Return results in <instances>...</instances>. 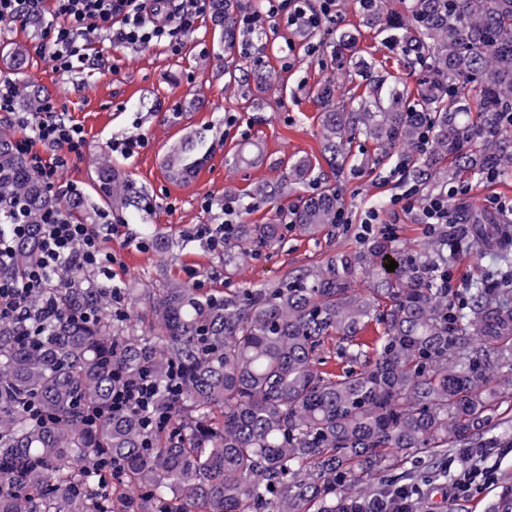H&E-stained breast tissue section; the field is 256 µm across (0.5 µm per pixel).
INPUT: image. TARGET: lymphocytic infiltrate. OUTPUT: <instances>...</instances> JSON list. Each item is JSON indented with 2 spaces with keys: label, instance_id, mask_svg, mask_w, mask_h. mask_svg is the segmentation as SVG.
I'll list each match as a JSON object with an SVG mask.
<instances>
[{
  "label": "lymphocytic infiltrate",
  "instance_id": "1",
  "mask_svg": "<svg viewBox=\"0 0 512 512\" xmlns=\"http://www.w3.org/2000/svg\"><path fill=\"white\" fill-rule=\"evenodd\" d=\"M207 9V0H0V22H16L28 16L48 17L46 44L42 50L56 70L77 72L88 60L89 34H96L117 46L180 47V36L191 30ZM286 12L288 24L330 20L336 15L335 0H261V8L248 19L249 29L263 25L266 19ZM40 119L21 118L26 134L16 148L24 153L31 167L48 187L59 184L61 173L81 156L85 137L74 124L54 118L51 100H44ZM467 186L423 195L411 187L394 197V204L415 213L428 229L440 225L456 226L449 207L452 198L466 194ZM25 225H10L0 231V315L14 316L26 311L28 299L36 289L51 282L63 267L90 273L97 286L108 287L112 280V253L102 245V226L72 222L64 213H56L44 224L40 257L23 276H9L16 238L24 235ZM158 393L155 381L142 377L123 384L112 396L116 412L131 408L146 413L150 425L167 423L155 412Z\"/></svg>",
  "mask_w": 512,
  "mask_h": 512
}]
</instances>
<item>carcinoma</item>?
Here are the masks:
<instances>
[{
  "label": "carcinoma",
  "mask_w": 512,
  "mask_h": 512,
  "mask_svg": "<svg viewBox=\"0 0 512 512\" xmlns=\"http://www.w3.org/2000/svg\"><path fill=\"white\" fill-rule=\"evenodd\" d=\"M211 20L234 48L244 24L238 0H209ZM385 44L421 68L416 95L360 57L351 88L318 89L321 152L340 173L349 144L374 142L412 161L419 190L465 172H512V0H357ZM14 71L27 51L5 49ZM203 140L188 137L165 160L182 182L203 164ZM298 159L290 176L253 194L275 199L310 175ZM99 190L111 207L137 199L119 170L102 165ZM0 200L29 225L9 273L38 257L39 225L61 208L0 127ZM343 208L326 184L275 211L274 224H232L224 270L293 229L316 238ZM480 251L508 265L512 223L477 215L464 224ZM416 255L377 234L359 251H340L287 272L269 287L202 292L171 285L149 292L145 328L123 325L108 295L65 269L29 304L56 308L36 342L23 323L0 317V512H405L413 485L390 475L450 447L485 448L488 412L512 386V288L484 278L456 308L433 269H448V227ZM394 260L398 267L388 271ZM370 288H352L361 272ZM382 325L372 337L362 333ZM341 364L328 365L329 347ZM149 373L155 407L170 416L150 432L134 409L107 412L123 381ZM177 374L175 391L167 389ZM41 420H32L28 404ZM134 486L139 497L112 490Z\"/></svg>",
  "instance_id": "1"
}]
</instances>
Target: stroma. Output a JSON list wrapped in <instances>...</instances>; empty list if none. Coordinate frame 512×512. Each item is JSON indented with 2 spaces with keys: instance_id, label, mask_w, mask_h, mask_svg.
<instances>
[{
  "instance_id": "obj_1",
  "label": "stroma",
  "mask_w": 512,
  "mask_h": 512,
  "mask_svg": "<svg viewBox=\"0 0 512 512\" xmlns=\"http://www.w3.org/2000/svg\"><path fill=\"white\" fill-rule=\"evenodd\" d=\"M353 0H340L336 20L324 23L317 37L303 28L288 27L284 19H267L259 34H241L240 43L252 63L247 81L233 82L224 73L219 33L209 16H202L187 32L178 52L162 45L125 48L95 40L90 61L76 73L56 71L40 47L45 42V21H17L0 27V46L20 43L29 51L24 70L26 85L52 99L66 122L80 126L85 136L82 156L63 172L82 198V208L96 223L111 222L115 231L105 237L112 251V284L142 293L178 283L204 291L260 287L279 280L287 271L325 259L340 250H359L371 233L393 226L394 240L406 251L428 247L431 238L415 214L394 209L391 199L411 184L404 161L393 156L383 166L372 165L373 142L356 140L353 153L369 165L362 174L333 175L321 155L320 110L314 102L317 88L334 82L349 84L353 57L384 60L390 50L373 30L363 29L352 51L335 56L325 43L340 25L358 24ZM141 136L145 144L134 154L113 151V143ZM188 135L204 138L206 160L188 182L169 178L165 157ZM244 154L245 161L229 165V158ZM109 159L139 191L140 203L123 209L107 207L97 191L96 166ZM306 158L321 178L334 184L344 202L347 223L316 238L295 231L282 244L258 256L240 260L232 272L224 270L223 250L211 249L200 237L203 227L224 222L265 224L276 208L292 206L296 192L272 205L253 198L256 186L274 182L288 173L291 161ZM464 180L467 195L450 202L453 211L469 206L489 210L491 200H512V174L491 183L473 174ZM235 199L241 210L225 215L224 202ZM376 214L364 228L368 214ZM457 288L454 300L468 307L473 280L495 274L497 266L475 248L464 249L448 263ZM512 420V388L493 408L486 421L488 435L497 442L474 458L491 470L492 479L465 494L453 484L465 468L456 450L407 464L409 483L418 490V512H491L503 489L512 486V438L503 423Z\"/></svg>"
}]
</instances>
